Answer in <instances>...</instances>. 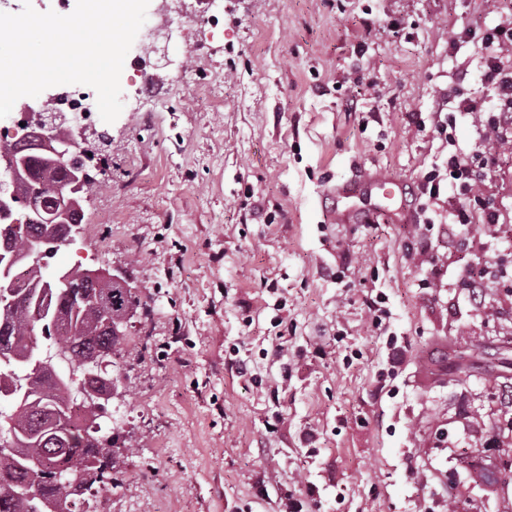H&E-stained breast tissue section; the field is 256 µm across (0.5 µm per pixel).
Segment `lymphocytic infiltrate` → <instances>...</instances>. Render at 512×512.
Masks as SVG:
<instances>
[{"label": "lymphocytic infiltrate", "mask_w": 512, "mask_h": 512, "mask_svg": "<svg viewBox=\"0 0 512 512\" xmlns=\"http://www.w3.org/2000/svg\"><path fill=\"white\" fill-rule=\"evenodd\" d=\"M480 42L485 49L483 79L493 91L491 100L477 99L458 84L448 91L447 110L414 118L419 129L430 130L448 147L443 164L432 165L417 187L421 211L434 214L438 234L444 238L460 226L500 221L499 209L484 186L499 167L501 149L512 145V23L483 31ZM460 115L470 118L474 131L473 142L466 147L455 137ZM491 281L512 296L508 269L488 263L462 273L459 285L466 289L473 308L483 307Z\"/></svg>", "instance_id": "1"}]
</instances>
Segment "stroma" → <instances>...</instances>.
Instances as JSON below:
<instances>
[{"label": "stroma", "mask_w": 512, "mask_h": 512, "mask_svg": "<svg viewBox=\"0 0 512 512\" xmlns=\"http://www.w3.org/2000/svg\"><path fill=\"white\" fill-rule=\"evenodd\" d=\"M164 53L130 49L123 109L97 121L99 188L49 269L122 272L137 304L102 417L121 438L96 512H512V298L484 309L462 268L512 246L437 243L385 212L331 224L337 183L383 169L413 189L446 151L419 132L460 71L487 100L477 41L512 0H170ZM376 25L365 31L362 18ZM400 27H392V20ZM406 347L390 365L365 300ZM462 352L471 370L432 353ZM238 357L246 374L227 363ZM314 441H306V433ZM489 464L493 479L466 463ZM370 323L374 330L379 331L380 336L389 330V323L391 318L390 310L385 306L386 298L379 292L375 297L370 296L366 302Z\"/></svg>", "instance_id": "obj_1"}]
</instances>
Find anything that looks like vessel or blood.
Returning a JSON list of instances; mask_svg holds the SVG:
<instances>
[{
  "label": "vessel or blood",
  "mask_w": 512,
  "mask_h": 512,
  "mask_svg": "<svg viewBox=\"0 0 512 512\" xmlns=\"http://www.w3.org/2000/svg\"><path fill=\"white\" fill-rule=\"evenodd\" d=\"M375 192L380 193L382 199L386 200L390 196L402 194L403 188L394 177L383 170L343 182L336 188V196L342 200L343 206L330 213V222L340 224H361L366 222L370 211L364 208L363 202Z\"/></svg>",
  "instance_id": "1"
}]
</instances>
